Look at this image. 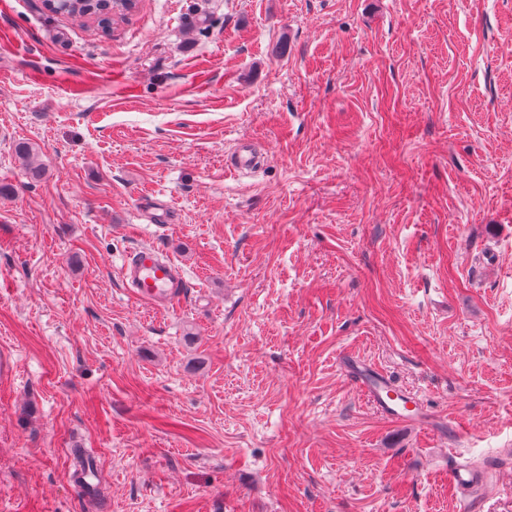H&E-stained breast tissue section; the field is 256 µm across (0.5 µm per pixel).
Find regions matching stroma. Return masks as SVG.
I'll list each match as a JSON object with an SVG mask.
<instances>
[{
    "label": "stroma",
    "mask_w": 512,
    "mask_h": 512,
    "mask_svg": "<svg viewBox=\"0 0 512 512\" xmlns=\"http://www.w3.org/2000/svg\"><path fill=\"white\" fill-rule=\"evenodd\" d=\"M0 185V512H512V0H0ZM69 9L62 15L70 17L74 21L84 22L93 20L97 26L105 30L111 28L112 23L122 22L129 18L137 8V1L129 8L120 3H112L114 0H71ZM98 1H110L109 3H98ZM256 166L255 156L249 143H240L230 161L224 162V170L235 175L251 172ZM121 274L135 298L157 309L178 303L187 293L184 269L156 248L131 252ZM344 373L350 382L364 390L370 404L382 415L410 425H435L420 396L400 389L390 377L349 360L344 361ZM511 463L512 448H501L485 468L473 466L467 461H455L448 466V482L463 495L475 494L486 485V469L505 470ZM98 477L97 465L86 458L83 466L81 465L80 469L76 471L72 482L79 494L86 499H91L98 488Z\"/></svg>",
    "instance_id": "1"
}]
</instances>
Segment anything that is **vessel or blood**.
<instances>
[{
	"mask_svg": "<svg viewBox=\"0 0 512 512\" xmlns=\"http://www.w3.org/2000/svg\"><path fill=\"white\" fill-rule=\"evenodd\" d=\"M255 166L252 148L243 142L237 146L230 161L225 162L224 169L240 175L252 171ZM121 274L135 298L157 309L178 303L187 293L183 268L156 248L131 252ZM344 373L350 382L364 390L370 404L382 415L405 424L432 425L433 420L420 396L400 389L390 377L350 361L345 362ZM448 481L461 494H474L486 485L485 469L458 461L449 466ZM73 485L83 497L95 495L98 469L93 461H84L73 478Z\"/></svg>",
	"mask_w": 512,
	"mask_h": 512,
	"instance_id": "obj_1",
	"label": "vessel or blood"
}]
</instances>
